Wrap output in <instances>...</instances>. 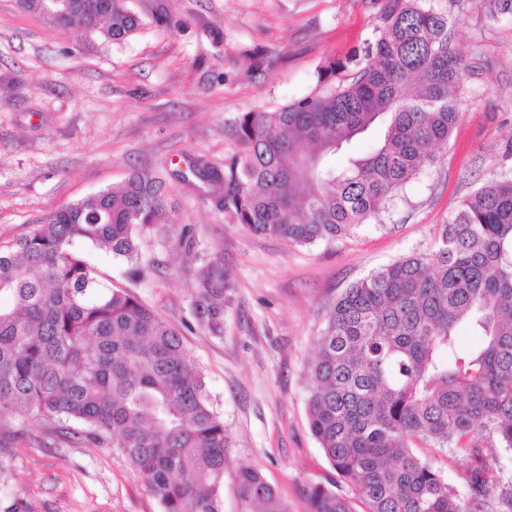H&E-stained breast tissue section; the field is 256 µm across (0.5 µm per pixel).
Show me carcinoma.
<instances>
[{"mask_svg":"<svg viewBox=\"0 0 512 512\" xmlns=\"http://www.w3.org/2000/svg\"><path fill=\"white\" fill-rule=\"evenodd\" d=\"M428 0H381L379 37L330 61L318 88L273 111L239 115L219 172L193 177L221 192L224 216L254 234L310 245L345 236L387 210L433 166L460 118L465 66L448 15ZM486 17L512 0H479ZM22 9L58 27L43 0ZM144 25L126 0L72 11L66 28L121 42ZM356 69L338 85L340 70ZM365 138L367 150L352 143ZM343 156V163L333 161ZM165 182L148 170L50 213L0 249V419L31 416L49 433L119 448L161 512H222L228 439L180 336L124 288L104 281L80 244L143 271L141 234L173 225ZM221 266L194 289L197 325L224 328ZM478 338L462 345V331ZM309 425L365 512H512V483L488 463L512 454V175L485 182L439 225L434 249L401 257L347 288L329 310L308 371ZM20 431L0 428V459ZM469 459L463 496L416 443ZM240 512H285L263 474L236 475ZM311 512H355L315 485Z\"/></svg>","mask_w":512,"mask_h":512,"instance_id":"carcinoma-1","label":"carcinoma"}]
</instances>
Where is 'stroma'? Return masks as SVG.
<instances>
[{"mask_svg": "<svg viewBox=\"0 0 512 512\" xmlns=\"http://www.w3.org/2000/svg\"><path fill=\"white\" fill-rule=\"evenodd\" d=\"M452 20L466 71L460 119L439 160L389 210L351 235L291 245L232 223L203 183L168 180L176 226L144 236L138 280L105 250L85 253L176 329L229 441L223 512H239L235 477L259 470L287 512L336 473L309 429L308 366L328 311L351 283L432 250L439 224L487 180L512 172V17L477 0H431ZM178 28L146 22L123 42L80 35L0 0V248L51 212L185 159L223 168L225 127L241 113L309 95L328 61L378 36V0H168ZM222 266L224 330L200 329L192 290ZM0 460V512H160L118 448L72 444L34 418Z\"/></svg>", "mask_w": 512, "mask_h": 512, "instance_id": "obj_1", "label": "stroma"}]
</instances>
